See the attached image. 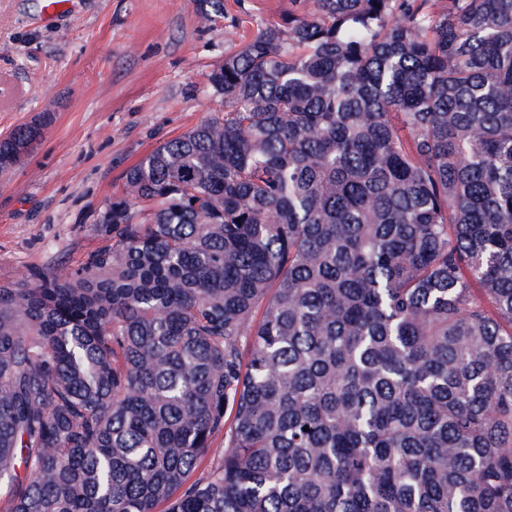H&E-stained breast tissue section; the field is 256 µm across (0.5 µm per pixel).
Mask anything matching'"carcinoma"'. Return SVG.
Instances as JSON below:
<instances>
[{
    "instance_id": "1",
    "label": "carcinoma",
    "mask_w": 512,
    "mask_h": 512,
    "mask_svg": "<svg viewBox=\"0 0 512 512\" xmlns=\"http://www.w3.org/2000/svg\"><path fill=\"white\" fill-rule=\"evenodd\" d=\"M295 2L0 285V512H512V0Z\"/></svg>"
}]
</instances>
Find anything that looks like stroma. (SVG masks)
Returning <instances> with one entry per match:
<instances>
[{
	"label": "stroma",
	"mask_w": 512,
	"mask_h": 512,
	"mask_svg": "<svg viewBox=\"0 0 512 512\" xmlns=\"http://www.w3.org/2000/svg\"><path fill=\"white\" fill-rule=\"evenodd\" d=\"M0 0V138L40 114L29 155L0 176V282L76 269L105 243L123 175L213 116L208 74L294 0Z\"/></svg>",
	"instance_id": "stroma-1"
}]
</instances>
